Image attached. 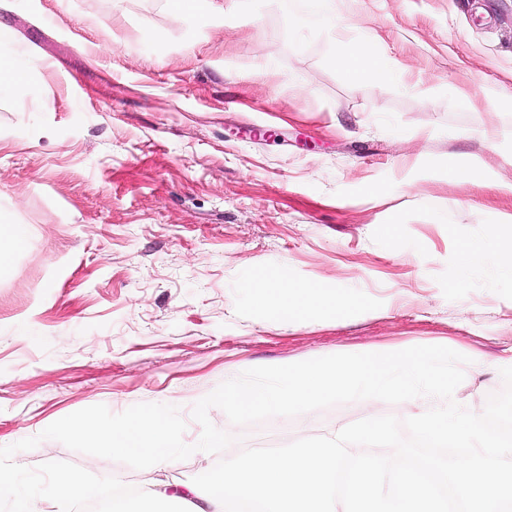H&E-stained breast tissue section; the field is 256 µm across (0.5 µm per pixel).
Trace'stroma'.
<instances>
[{
  "label": "stroma",
  "mask_w": 512,
  "mask_h": 512,
  "mask_svg": "<svg viewBox=\"0 0 512 512\" xmlns=\"http://www.w3.org/2000/svg\"><path fill=\"white\" fill-rule=\"evenodd\" d=\"M0 0L6 50L40 58L36 98L0 89V447L80 409L193 405L226 375L375 348L442 345L489 363L454 400L484 409L512 365V279L491 260L512 196L449 178L481 158L512 179V0ZM349 22L328 35L325 11ZM394 69L351 84L343 40ZM396 227L382 235L380 225ZM484 258L461 269L458 253ZM261 269L321 281L346 307L283 318L246 287ZM361 400L236 426L222 455L159 472L192 484L219 457L412 417ZM141 485L150 474L45 440L14 454ZM24 238V230L20 225L0 226V266L7 264L13 252Z\"/></svg>",
  "instance_id": "obj_1"
}]
</instances>
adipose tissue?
<instances>
[{"label": "adipose tissue", "mask_w": 512, "mask_h": 512, "mask_svg": "<svg viewBox=\"0 0 512 512\" xmlns=\"http://www.w3.org/2000/svg\"><path fill=\"white\" fill-rule=\"evenodd\" d=\"M338 71L354 83L387 82L393 77L391 67L366 42H343L336 58ZM248 286L254 299L277 300L284 316H302L317 307L338 313L346 302L341 295L326 297L322 283L316 281L282 283L277 271L260 270L250 279Z\"/></svg>", "instance_id": "adipose-tissue-1"}]
</instances>
